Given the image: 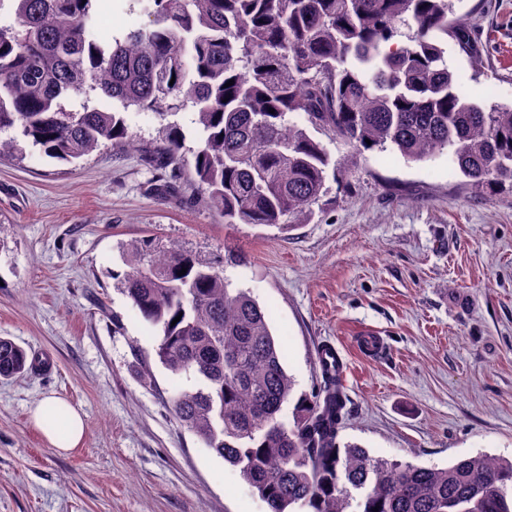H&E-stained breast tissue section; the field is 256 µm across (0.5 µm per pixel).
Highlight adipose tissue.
<instances>
[{
    "mask_svg": "<svg viewBox=\"0 0 512 512\" xmlns=\"http://www.w3.org/2000/svg\"><path fill=\"white\" fill-rule=\"evenodd\" d=\"M30 418L41 431L47 444L66 452L80 445L86 434L80 410L64 399H46L30 411Z\"/></svg>",
    "mask_w": 512,
    "mask_h": 512,
    "instance_id": "1",
    "label": "adipose tissue"
}]
</instances>
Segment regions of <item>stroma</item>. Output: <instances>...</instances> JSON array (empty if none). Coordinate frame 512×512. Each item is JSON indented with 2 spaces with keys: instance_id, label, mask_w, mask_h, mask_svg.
Wrapping results in <instances>:
<instances>
[{
  "instance_id": "35a3bbf8",
  "label": "stroma",
  "mask_w": 512,
  "mask_h": 512,
  "mask_svg": "<svg viewBox=\"0 0 512 512\" xmlns=\"http://www.w3.org/2000/svg\"><path fill=\"white\" fill-rule=\"evenodd\" d=\"M141 0H108L98 26L148 24ZM475 33L448 65L471 101L512 102V0H457ZM137 150L67 164L29 147L0 155V337L49 368L0 378V512H269L238 468L181 426L158 331L117 286L121 251L149 239L208 262L225 251L234 287L268 315L295 393L318 390L317 353L334 345L348 398L340 444L443 467L480 453L512 459V188L471 189L439 156L353 155L350 185L328 182L310 223L227 224L189 172L155 191L158 122L129 116ZM381 331L361 351L356 333ZM84 415L86 437L50 448L29 411L45 398Z\"/></svg>"
}]
</instances>
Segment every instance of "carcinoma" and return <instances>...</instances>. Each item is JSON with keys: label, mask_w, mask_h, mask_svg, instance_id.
<instances>
[{"label": "carcinoma", "mask_w": 512, "mask_h": 512, "mask_svg": "<svg viewBox=\"0 0 512 512\" xmlns=\"http://www.w3.org/2000/svg\"><path fill=\"white\" fill-rule=\"evenodd\" d=\"M11 2L0 132L59 162L137 148L132 108L161 122L160 166L189 169L226 224L310 221L327 179L352 173L315 131L355 154L446 153L468 185L512 188V104L468 100L445 59V41L473 37L454 0H147L148 24L102 42L90 39L95 0ZM188 108L190 131L175 119ZM123 260L120 289L158 329L159 362L195 381L172 392V412L270 512H512V460L423 467L340 447L342 376L326 370L323 388L294 396L266 312L213 264L137 241ZM39 368L0 338L1 378Z\"/></svg>", "instance_id": "1"}]
</instances>
